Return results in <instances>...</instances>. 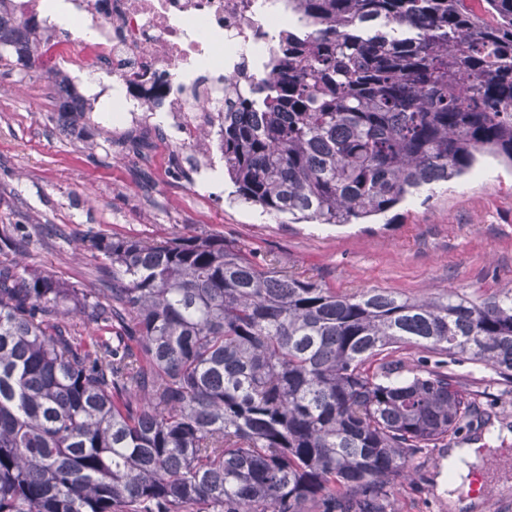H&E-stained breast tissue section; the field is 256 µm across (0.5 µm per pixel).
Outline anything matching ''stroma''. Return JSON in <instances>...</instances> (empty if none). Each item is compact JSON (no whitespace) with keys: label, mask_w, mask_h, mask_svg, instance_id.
<instances>
[{"label":"stroma","mask_w":512,"mask_h":512,"mask_svg":"<svg viewBox=\"0 0 512 512\" xmlns=\"http://www.w3.org/2000/svg\"><path fill=\"white\" fill-rule=\"evenodd\" d=\"M53 88L38 68L0 72V232L30 233L21 261L43 275L97 287L95 261L75 249L90 231L149 241L217 234L257 263L274 257L342 291L421 297L512 289V166L502 159L482 157L465 175L415 190L367 224L296 223L235 202L230 180L172 176L165 145L134 155L113 138L105 113L83 133L65 131L44 106ZM448 370L489 416L487 427L450 446L479 449L482 487L440 489L449 448H430L413 462L396 512H488L493 503L512 512V383L466 360Z\"/></svg>","instance_id":"35a3bbf8"}]
</instances>
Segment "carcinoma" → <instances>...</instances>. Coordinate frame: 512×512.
I'll list each match as a JSON object with an SVG mask.
<instances>
[{
  "mask_svg": "<svg viewBox=\"0 0 512 512\" xmlns=\"http://www.w3.org/2000/svg\"><path fill=\"white\" fill-rule=\"evenodd\" d=\"M288 13L266 76L228 80L236 201L356 224L483 155L512 164V0ZM33 54L0 35L1 68ZM82 247L90 291L0 235V512H396L410 463L478 418L430 355L512 380V289L347 293L218 235Z\"/></svg>",
  "mask_w": 512,
  "mask_h": 512,
  "instance_id": "1",
  "label": "carcinoma"
}]
</instances>
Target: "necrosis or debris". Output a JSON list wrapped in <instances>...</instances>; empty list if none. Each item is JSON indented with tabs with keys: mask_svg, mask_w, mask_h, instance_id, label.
<instances>
[{
	"mask_svg": "<svg viewBox=\"0 0 512 512\" xmlns=\"http://www.w3.org/2000/svg\"><path fill=\"white\" fill-rule=\"evenodd\" d=\"M12 2V27L37 31L41 65L70 73L60 98L79 111L110 99L115 135L160 133L199 176L222 157L227 78H263L288 22V0Z\"/></svg>",
	"mask_w": 512,
	"mask_h": 512,
	"instance_id": "necrosis-or-debris-1",
	"label": "necrosis or debris"
}]
</instances>
